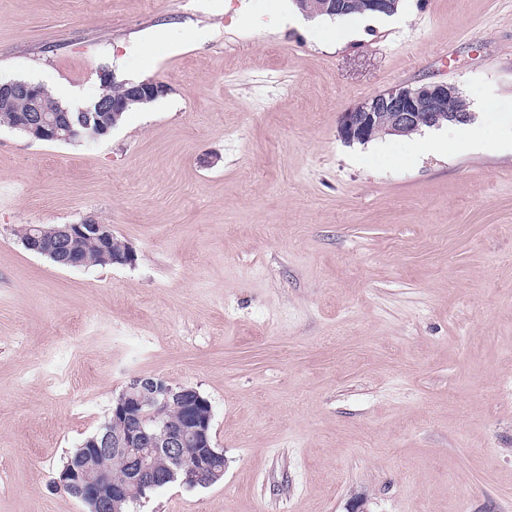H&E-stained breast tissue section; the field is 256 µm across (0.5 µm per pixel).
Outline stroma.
Segmentation results:
<instances>
[{"label": "stroma", "instance_id": "35a3bbf8", "mask_svg": "<svg viewBox=\"0 0 512 512\" xmlns=\"http://www.w3.org/2000/svg\"><path fill=\"white\" fill-rule=\"evenodd\" d=\"M0 0V80L165 96L98 139L0 125V512H82L51 480L139 375L210 403L223 478L129 512H512V139L346 143L399 85L512 110V0ZM111 224L126 265L61 268L29 224ZM394 1L395 0H303V3L309 4L310 7L303 8L302 11L310 16L328 17L349 12L342 16H336V18L359 14V12L371 14L392 13L396 6ZM355 10L358 12H354Z\"/></svg>", "mask_w": 512, "mask_h": 512}]
</instances>
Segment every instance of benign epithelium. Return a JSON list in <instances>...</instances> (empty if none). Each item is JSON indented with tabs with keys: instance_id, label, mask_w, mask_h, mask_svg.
<instances>
[{
	"instance_id": "1",
	"label": "benign epithelium",
	"mask_w": 512,
	"mask_h": 512,
	"mask_svg": "<svg viewBox=\"0 0 512 512\" xmlns=\"http://www.w3.org/2000/svg\"><path fill=\"white\" fill-rule=\"evenodd\" d=\"M309 7L303 12L310 16H336L351 11L360 13H391L394 0H303ZM123 94L103 98L95 108L84 109L74 118L68 109L47 105L40 86L25 80L0 82V109L10 108L16 101L26 104L25 115L17 127L42 141H71L84 136L80 128H92L91 137L110 133L131 103L151 102L166 95L167 87L160 82H120ZM459 97V90L445 82H429L418 86H397L373 95L341 113L339 133L347 143L364 141L383 132L409 134L422 128L442 126L446 119L454 123L465 121L468 112H451L449 104ZM112 226L89 217L79 224H67L51 231L39 226L29 227L25 245L34 253L48 252L70 267L83 265L75 250L76 241L85 237L107 239ZM112 421L121 424L117 434L105 432L93 438L82 450L79 459L60 477L52 480L58 491L69 493L85 505L89 512H121V504L130 497V487L147 484L163 485L180 470L186 471L185 481L195 484L204 478H219L217 469L221 453L212 446L211 407L195 389L178 393L155 376H135L115 399ZM174 410L177 420L157 426L154 421ZM114 453L123 457L125 475L115 479L102 472L97 462ZM167 460V469L157 470L156 460Z\"/></svg>"
}]
</instances>
